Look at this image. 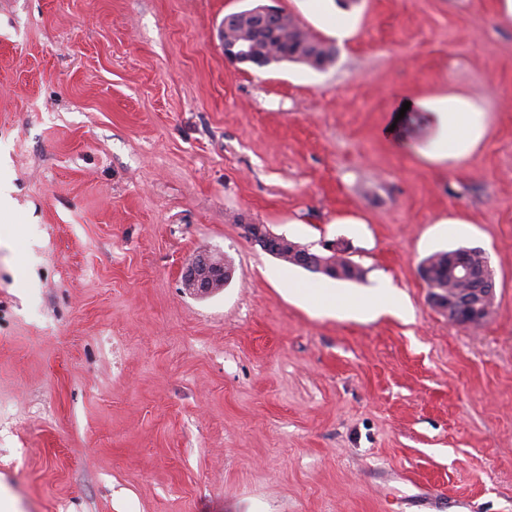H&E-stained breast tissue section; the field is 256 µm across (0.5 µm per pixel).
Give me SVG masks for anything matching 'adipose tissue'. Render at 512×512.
I'll use <instances>...</instances> for the list:
<instances>
[{
	"mask_svg": "<svg viewBox=\"0 0 512 512\" xmlns=\"http://www.w3.org/2000/svg\"><path fill=\"white\" fill-rule=\"evenodd\" d=\"M410 106L431 113L436 129L430 160L467 159L488 131L487 109L483 102L461 94H443L430 98H414ZM295 295L321 315L356 312L369 318L390 314L408 320L413 309L405 294L386 278L374 288L360 294H350L341 288L324 285H295Z\"/></svg>",
	"mask_w": 512,
	"mask_h": 512,
	"instance_id": "adipose-tissue-1",
	"label": "adipose tissue"
}]
</instances>
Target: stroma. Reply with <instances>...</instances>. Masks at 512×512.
Returning a JSON list of instances; mask_svg holds the SVG:
<instances>
[{"instance_id":"1","label":"stroma","mask_w":512,"mask_h":512,"mask_svg":"<svg viewBox=\"0 0 512 512\" xmlns=\"http://www.w3.org/2000/svg\"><path fill=\"white\" fill-rule=\"evenodd\" d=\"M261 0H0V495L18 512H512V27L496 0H333L321 68L234 64L225 15ZM488 108L469 158L430 115ZM460 219L450 232L447 218ZM341 239L405 321L320 316L244 233ZM479 248V330L422 261ZM234 269L200 298L194 253ZM310 15L318 18L324 32L340 44L349 41L355 32L352 18L345 13L331 12L328 2L332 0H304ZM409 110L430 112L436 138L427 157L436 162L467 159L488 131L484 103L461 94H443L430 98H408Z\"/></svg>"}]
</instances>
